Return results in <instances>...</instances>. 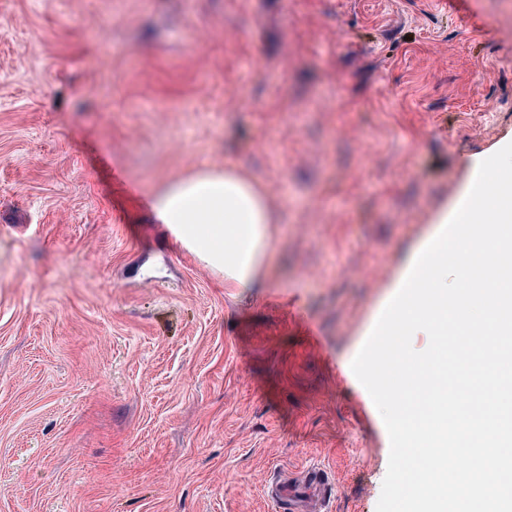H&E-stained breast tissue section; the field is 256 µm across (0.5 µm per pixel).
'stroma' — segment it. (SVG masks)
<instances>
[{"label": "stroma", "instance_id": "35a3bbf8", "mask_svg": "<svg viewBox=\"0 0 512 512\" xmlns=\"http://www.w3.org/2000/svg\"><path fill=\"white\" fill-rule=\"evenodd\" d=\"M512 142V0H0V512H376L351 363L406 254ZM265 187L261 288L153 223L203 165ZM308 487L306 490H297L289 487L284 481H275L269 487V498L274 502L279 511L282 512H307L309 509L301 507L300 496L303 494L316 497L319 508L316 511H323L325 494L330 484L329 476L323 470H310L308 474Z\"/></svg>", "mask_w": 512, "mask_h": 512}]
</instances>
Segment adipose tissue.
<instances>
[{"label": "adipose tissue", "mask_w": 512, "mask_h": 512, "mask_svg": "<svg viewBox=\"0 0 512 512\" xmlns=\"http://www.w3.org/2000/svg\"><path fill=\"white\" fill-rule=\"evenodd\" d=\"M158 223L225 283L260 284L278 217L260 183L234 168L203 166L152 197Z\"/></svg>", "instance_id": "obj_1"}]
</instances>
